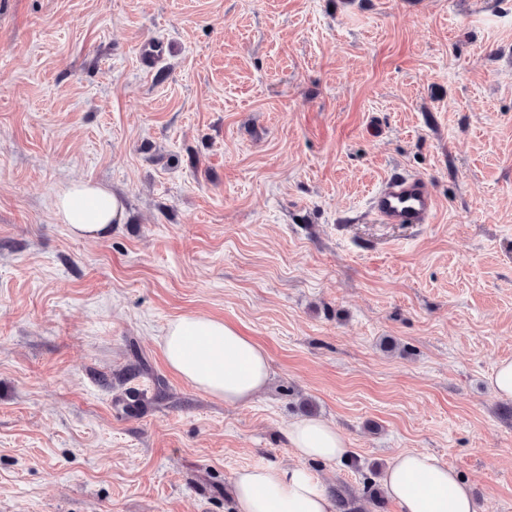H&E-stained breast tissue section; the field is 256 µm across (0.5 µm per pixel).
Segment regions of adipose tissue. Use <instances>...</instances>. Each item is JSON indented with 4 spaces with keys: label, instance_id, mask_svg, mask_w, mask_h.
<instances>
[{
    "label": "adipose tissue",
    "instance_id": "adipose-tissue-1",
    "mask_svg": "<svg viewBox=\"0 0 512 512\" xmlns=\"http://www.w3.org/2000/svg\"><path fill=\"white\" fill-rule=\"evenodd\" d=\"M51 207L56 220L81 239L108 238L125 217L121 194L90 181L70 183L55 195ZM161 347L174 373L228 405L251 400L268 381L265 350L220 319L179 316L167 324ZM287 439L294 464L235 473L232 494L237 512H335L332 499L315 482L307 464L347 457L350 450L341 433L326 421L308 417L289 425ZM380 482L401 512H476L470 486L430 453L394 456Z\"/></svg>",
    "mask_w": 512,
    "mask_h": 512
}]
</instances>
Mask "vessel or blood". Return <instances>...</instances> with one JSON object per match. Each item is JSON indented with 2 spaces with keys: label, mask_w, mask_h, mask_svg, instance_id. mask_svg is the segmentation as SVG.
I'll return each instance as SVG.
<instances>
[{
  "label": "vessel or blood",
  "mask_w": 512,
  "mask_h": 512,
  "mask_svg": "<svg viewBox=\"0 0 512 512\" xmlns=\"http://www.w3.org/2000/svg\"><path fill=\"white\" fill-rule=\"evenodd\" d=\"M436 209L431 182L421 176L392 171L369 200V213L382 224H427Z\"/></svg>",
  "instance_id": "b4317fda"
}]
</instances>
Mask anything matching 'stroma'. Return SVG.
Listing matches in <instances>:
<instances>
[{
    "instance_id": "obj_1",
    "label": "stroma",
    "mask_w": 512,
    "mask_h": 512,
    "mask_svg": "<svg viewBox=\"0 0 512 512\" xmlns=\"http://www.w3.org/2000/svg\"><path fill=\"white\" fill-rule=\"evenodd\" d=\"M396 167L431 223L371 218ZM78 180L109 238L55 220ZM188 313L265 350L250 402L168 367ZM504 359L512 0H0V512H236L307 416L351 450L327 493L427 452L512 512ZM51 207L56 220L81 239H106L125 217L121 194L90 181L70 183L55 195ZM490 386L493 392L501 398H512V361L504 360L500 362L491 379Z\"/></svg>"
}]
</instances>
